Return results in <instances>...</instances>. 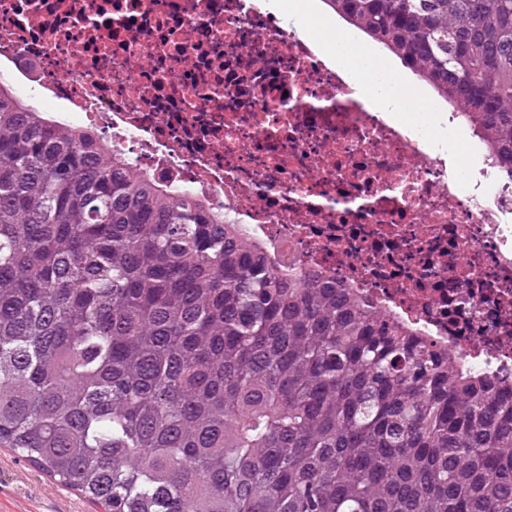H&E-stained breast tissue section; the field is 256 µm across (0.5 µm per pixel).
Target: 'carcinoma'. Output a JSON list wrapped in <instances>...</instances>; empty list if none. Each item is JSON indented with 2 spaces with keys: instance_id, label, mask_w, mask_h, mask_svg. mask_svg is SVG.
Wrapping results in <instances>:
<instances>
[{
  "instance_id": "carcinoma-1",
  "label": "carcinoma",
  "mask_w": 512,
  "mask_h": 512,
  "mask_svg": "<svg viewBox=\"0 0 512 512\" xmlns=\"http://www.w3.org/2000/svg\"><path fill=\"white\" fill-rule=\"evenodd\" d=\"M512 180V0H323ZM0 447L103 512H512V382L0 84Z\"/></svg>"
}]
</instances>
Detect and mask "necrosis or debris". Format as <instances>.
Wrapping results in <instances>:
<instances>
[{
	"label": "necrosis or debris",
	"mask_w": 512,
	"mask_h": 512,
	"mask_svg": "<svg viewBox=\"0 0 512 512\" xmlns=\"http://www.w3.org/2000/svg\"><path fill=\"white\" fill-rule=\"evenodd\" d=\"M0 83L102 132L276 269L319 270L459 364L512 370V184L429 84L439 137L354 98L271 0H0Z\"/></svg>",
	"instance_id": "4bbe7bcc"
}]
</instances>
